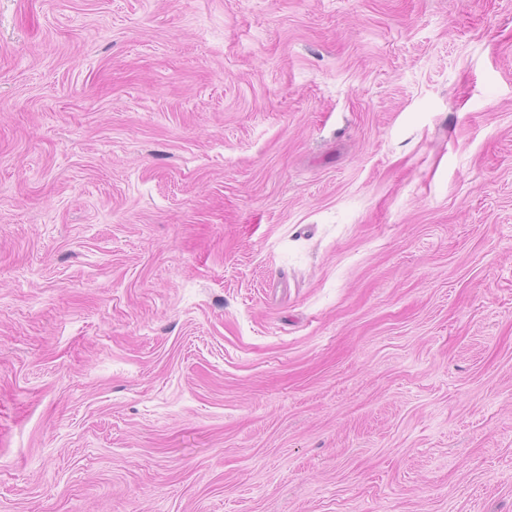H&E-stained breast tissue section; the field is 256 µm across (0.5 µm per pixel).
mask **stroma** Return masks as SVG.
<instances>
[{
    "instance_id": "35a3bbf8",
    "label": "stroma",
    "mask_w": 512,
    "mask_h": 512,
    "mask_svg": "<svg viewBox=\"0 0 512 512\" xmlns=\"http://www.w3.org/2000/svg\"><path fill=\"white\" fill-rule=\"evenodd\" d=\"M0 512H512V0H0Z\"/></svg>"
}]
</instances>
